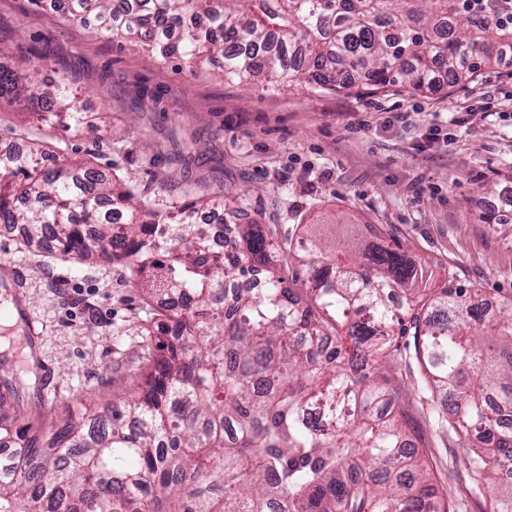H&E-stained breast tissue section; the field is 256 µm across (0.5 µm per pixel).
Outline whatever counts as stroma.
Returning <instances> with one entry per match:
<instances>
[{"instance_id": "obj_1", "label": "stroma", "mask_w": 512, "mask_h": 512, "mask_svg": "<svg viewBox=\"0 0 512 512\" xmlns=\"http://www.w3.org/2000/svg\"><path fill=\"white\" fill-rule=\"evenodd\" d=\"M0 44L17 56L42 54V76L72 82L104 131L98 141L9 113L0 145L35 129L173 203L184 180L224 190L243 202L225 223L255 220L295 240L308 224L368 226L427 264L430 288H478L491 305L512 297V223L496 234L479 221L493 199L490 183L512 176L511 69L425 91L404 83L344 92L245 87L218 68L194 76L180 59L153 62L135 43L96 36L50 2L34 9L27 0H0ZM483 103L485 119H470ZM189 142L184 170L173 158ZM0 265L19 272L24 303L43 329L31 353L52 370L37 374L26 412L59 422L83 412L87 398L109 406L138 391L159 355L156 321L123 264L24 250L0 231ZM392 377L409 400L418 455L438 493L483 512L484 498L462 483L461 436L421 408L420 368L400 363Z\"/></svg>"}]
</instances>
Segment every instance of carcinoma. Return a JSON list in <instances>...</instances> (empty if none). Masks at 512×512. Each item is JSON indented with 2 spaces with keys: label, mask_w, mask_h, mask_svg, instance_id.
<instances>
[{
  "label": "carcinoma",
  "mask_w": 512,
  "mask_h": 512,
  "mask_svg": "<svg viewBox=\"0 0 512 512\" xmlns=\"http://www.w3.org/2000/svg\"><path fill=\"white\" fill-rule=\"evenodd\" d=\"M63 14L194 75L220 58L225 79L261 74L274 88L453 87L512 50V0H64ZM35 72L0 47V107L95 131L65 80ZM28 143L0 158V224L27 225L26 249L49 229L64 256L121 262L165 300L142 394L104 411L91 400L60 426L21 414L29 435L0 422V512H454L432 496L387 375L407 359L408 333L441 425L463 437L469 490L484 512H512V429L498 413L512 406V302L488 317L476 288L430 293L426 265L366 236L295 242L252 221L218 255L193 215L235 209L224 191L184 186L173 221L134 185L60 148L47 168L44 142ZM293 259L307 267L305 294L291 287ZM240 280L263 288L225 295ZM14 353L0 351V411L31 386Z\"/></svg>",
  "instance_id": "cac0c4a2"
}]
</instances>
